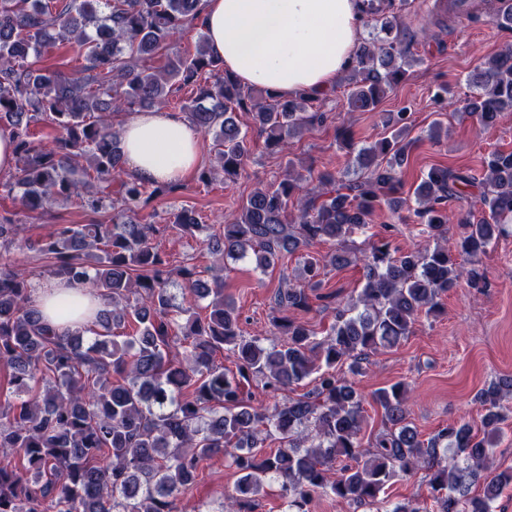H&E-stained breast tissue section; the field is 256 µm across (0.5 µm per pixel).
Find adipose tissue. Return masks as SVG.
Masks as SVG:
<instances>
[{
	"label": "adipose tissue",
	"instance_id": "adipose-tissue-1",
	"mask_svg": "<svg viewBox=\"0 0 512 512\" xmlns=\"http://www.w3.org/2000/svg\"><path fill=\"white\" fill-rule=\"evenodd\" d=\"M198 22L210 51L243 85L291 98L333 87L365 16L358 0H202ZM120 141L130 174L152 185L184 179L201 160L200 136L178 112L131 113ZM32 298L59 331L83 330L103 306L95 291L63 276L37 285Z\"/></svg>",
	"mask_w": 512,
	"mask_h": 512
}]
</instances>
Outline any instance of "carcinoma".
Segmentation results:
<instances>
[{
	"instance_id": "cac0c4a2",
	"label": "carcinoma",
	"mask_w": 512,
	"mask_h": 512,
	"mask_svg": "<svg viewBox=\"0 0 512 512\" xmlns=\"http://www.w3.org/2000/svg\"><path fill=\"white\" fill-rule=\"evenodd\" d=\"M200 0H0V126L11 131L14 174L0 187L19 196L23 209L42 211L71 202L99 213L110 224H57L24 246L46 259L50 275L66 276L104 299L105 309L82 331L58 333L32 301L31 276L0 268V365L12 369L18 402L0 407V512H179L201 463L229 458L240 474L224 512H242L279 480L288 512H307L316 496L341 503H374L389 480L429 472L435 510L408 501L388 512H489L512 471L490 470L502 404L512 380L482 389L483 431L468 423L442 429L428 441L407 421L409 388L403 382L373 392L384 429L362 450L365 396L340 375L347 366L362 373L363 361L413 333L419 316L435 314L441 298L461 278L478 288L479 255L512 223V150L489 155L481 177L448 166L431 168L412 197L398 192L400 169L412 143L402 139L408 117L387 112L383 123L397 130L358 148L355 172L316 170L288 162L284 177L256 190L222 224L214 251L226 260H273L300 254L297 275L282 274L272 309L273 326L286 340L264 346L246 337L241 313L224 296L215 276L198 288V272L179 269L184 288L210 298L202 315L179 305L169 283L173 270L152 240L156 224L137 216L148 185L128 177L112 116L170 103L173 86H193L181 105L191 124L214 139L216 166L203 169L209 182L221 174L233 182L251 153V140L236 122L249 112L269 150L326 120L308 112L325 99L302 93L272 96L244 87L224 72L223 62L201 39L189 57L172 51L186 25L198 19ZM368 37L356 48L344 79L348 110L372 111L405 74L409 44L394 33L404 16L387 12L385 0H362ZM77 48L85 64L70 77L39 64L60 45ZM169 51L159 69L139 65L143 56ZM472 91L463 110L484 127L512 112V48L486 60L468 77ZM54 133L35 139L31 125ZM118 184L112 190V183ZM470 193L478 215L461 225L460 253L469 267L448 254V203ZM410 208L424 242L393 252L381 239L363 258L365 283L357 298L335 310V322L319 339L304 322L287 316L308 307L306 290L322 286L326 266L351 264L345 238L371 223L375 209ZM172 227L195 236L204 230L184 207L171 213ZM20 224L0 215V250L11 249ZM330 243L327 258L309 248ZM129 322L135 333L116 334ZM227 350L239 377L215 363ZM314 377L311 391L268 409L244 399L241 380L253 378L277 395ZM272 435L284 447L263 459L255 449ZM484 485L483 496L470 487Z\"/></svg>"
}]
</instances>
